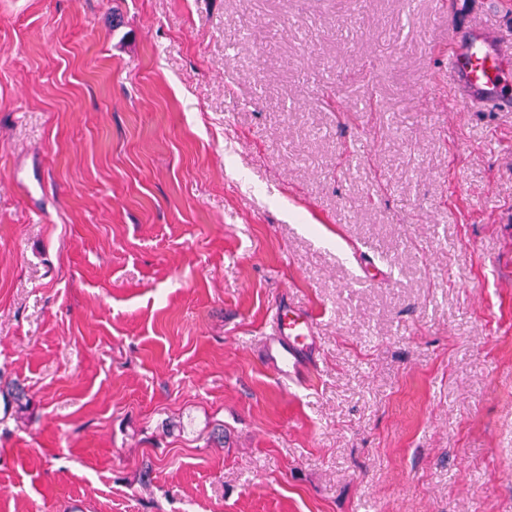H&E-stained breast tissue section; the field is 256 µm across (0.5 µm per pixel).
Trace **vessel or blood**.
Returning <instances> with one entry per match:
<instances>
[{
  "mask_svg": "<svg viewBox=\"0 0 512 512\" xmlns=\"http://www.w3.org/2000/svg\"><path fill=\"white\" fill-rule=\"evenodd\" d=\"M448 72L461 103L488 108H512L505 87L512 81V53L501 50L493 34L473 28L448 53ZM316 344L313 315L295 306L276 307L273 332L266 350L269 368L281 383L305 379Z\"/></svg>",
  "mask_w": 512,
  "mask_h": 512,
  "instance_id": "b4317fda",
  "label": "vessel or blood"
}]
</instances>
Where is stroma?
Segmentation results:
<instances>
[{
  "instance_id": "stroma-1",
  "label": "stroma",
  "mask_w": 512,
  "mask_h": 512,
  "mask_svg": "<svg viewBox=\"0 0 512 512\" xmlns=\"http://www.w3.org/2000/svg\"><path fill=\"white\" fill-rule=\"evenodd\" d=\"M475 24L512 50V0H0V512H512ZM271 336L266 358L278 380L288 385L305 379L311 371V352L316 344L313 315L290 304L277 306Z\"/></svg>"
}]
</instances>
